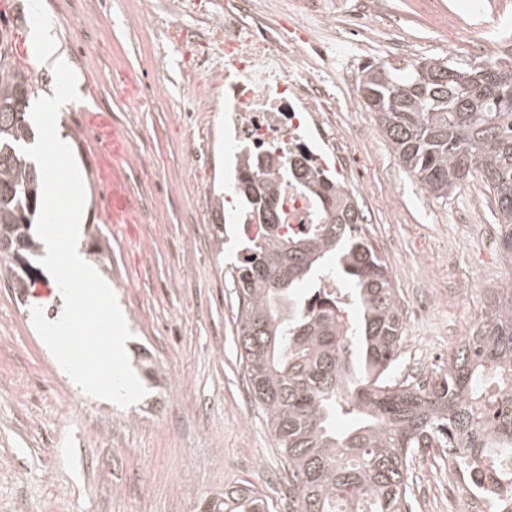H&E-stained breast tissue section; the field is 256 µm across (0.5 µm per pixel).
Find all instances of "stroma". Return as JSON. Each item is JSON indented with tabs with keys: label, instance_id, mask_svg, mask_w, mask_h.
<instances>
[{
	"label": "stroma",
	"instance_id": "35a3bbf8",
	"mask_svg": "<svg viewBox=\"0 0 512 512\" xmlns=\"http://www.w3.org/2000/svg\"><path fill=\"white\" fill-rule=\"evenodd\" d=\"M172 0H0V45L39 97L54 94L50 67L36 56L34 31H54L77 74L79 98L59 111L60 138L73 151L86 190L83 248L101 247L131 337L126 351L147 393L122 408L87 395L39 337L30 312L57 320L63 299L49 273L30 306L0 281V512H200L225 490L249 486L270 512H292L288 468L263 410L252 400L236 353L237 298L229 271L240 245L216 251L213 201L233 182L224 163V111L192 120L187 87L197 74L167 57L169 28L184 20ZM480 3L489 28L512 21V0H387L362 35L367 64L450 57L478 59L469 36L439 16ZM374 133L365 143L363 131ZM348 144L362 160L367 196L359 204L383 257L398 242L408 260L389 267L408 303L398 379L413 384L446 369L483 314L486 291L459 297V283L499 259L491 195L481 176L448 197L425 192L397 162L374 113L347 118ZM201 156L188 166L187 146ZM489 239L451 254L472 223ZM182 378L184 392L158 409L154 365ZM447 456L421 448L412 461L415 512L448 500L440 483Z\"/></svg>",
	"mask_w": 512,
	"mask_h": 512
}]
</instances>
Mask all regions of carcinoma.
Masks as SVG:
<instances>
[{"instance_id":"carcinoma-1","label":"carcinoma","mask_w":512,"mask_h":512,"mask_svg":"<svg viewBox=\"0 0 512 512\" xmlns=\"http://www.w3.org/2000/svg\"><path fill=\"white\" fill-rule=\"evenodd\" d=\"M358 89L399 165L437 198L478 172L493 197L502 257L512 262V58L380 62ZM33 83L0 48V278L25 296L37 280L32 233L41 177L30 143ZM241 154L239 215L265 226L240 231L231 273L239 302L237 346L255 403L297 481L295 512H404L418 448H446L489 463L484 476L512 484V284L488 289L483 318L448 368L425 387L398 381L403 322L389 265L363 229L359 202L304 156L260 166ZM293 183L318 204L317 223H281L279 188ZM216 251H224V201L214 200ZM340 278L359 310L306 295ZM341 416L348 427H336ZM205 512H269L249 487L224 492Z\"/></svg>"}]
</instances>
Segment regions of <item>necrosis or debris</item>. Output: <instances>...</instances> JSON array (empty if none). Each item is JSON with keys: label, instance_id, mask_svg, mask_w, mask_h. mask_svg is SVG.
Returning a JSON list of instances; mask_svg holds the SVG:
<instances>
[{"label": "necrosis or debris", "instance_id": "1", "mask_svg": "<svg viewBox=\"0 0 512 512\" xmlns=\"http://www.w3.org/2000/svg\"><path fill=\"white\" fill-rule=\"evenodd\" d=\"M374 14L361 0H295L287 16L267 17L259 0H224L219 19L197 55L206 77L197 82L200 111L210 109L216 76L224 78V152L279 147L306 154L317 167L333 163L347 191L361 196L357 158L345 144L341 115L355 111L328 90V76L355 54V37ZM282 221L293 230L314 223L313 200L292 184L280 190ZM450 512L496 504L512 512V490L491 485L472 470L448 462Z\"/></svg>", "mask_w": 512, "mask_h": 512}]
</instances>
